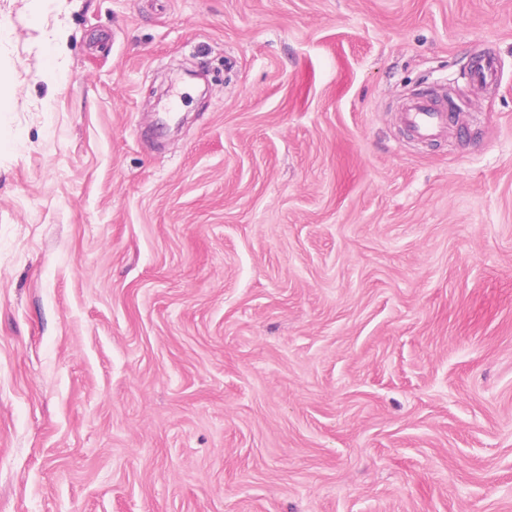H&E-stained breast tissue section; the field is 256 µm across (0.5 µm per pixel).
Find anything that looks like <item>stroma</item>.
Returning <instances> with one entry per match:
<instances>
[{"label":"stroma","mask_w":512,"mask_h":512,"mask_svg":"<svg viewBox=\"0 0 512 512\" xmlns=\"http://www.w3.org/2000/svg\"><path fill=\"white\" fill-rule=\"evenodd\" d=\"M0 512H512V0H0ZM498 74V60L491 54H480L466 73L467 79L477 86L494 80ZM403 112L406 114V122L422 139H435L448 130V109L431 98H413L405 103Z\"/></svg>","instance_id":"stroma-1"}]
</instances>
